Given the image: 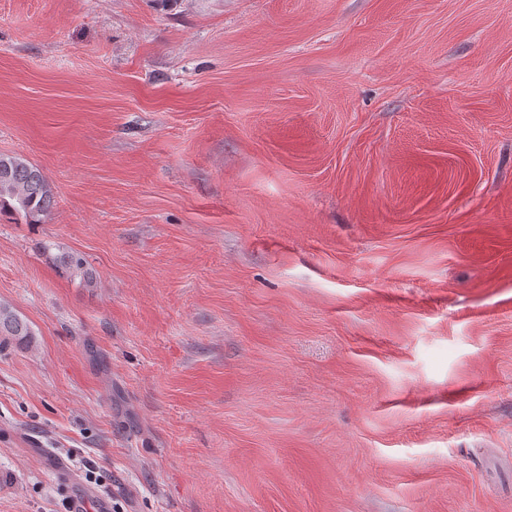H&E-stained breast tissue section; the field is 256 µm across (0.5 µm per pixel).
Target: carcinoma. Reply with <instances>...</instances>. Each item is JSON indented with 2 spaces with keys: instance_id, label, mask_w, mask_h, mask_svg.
<instances>
[{
  "instance_id": "obj_1",
  "label": "carcinoma",
  "mask_w": 512,
  "mask_h": 512,
  "mask_svg": "<svg viewBox=\"0 0 512 512\" xmlns=\"http://www.w3.org/2000/svg\"><path fill=\"white\" fill-rule=\"evenodd\" d=\"M0 168L9 169L8 177L0 179V216L20 215L29 224H38L54 202L53 188L43 172L20 156L0 155ZM57 270L68 277H78L86 285L93 283V274L83 259L74 253L54 256ZM0 335L28 342L32 333L28 324L6 306H0Z\"/></svg>"
}]
</instances>
